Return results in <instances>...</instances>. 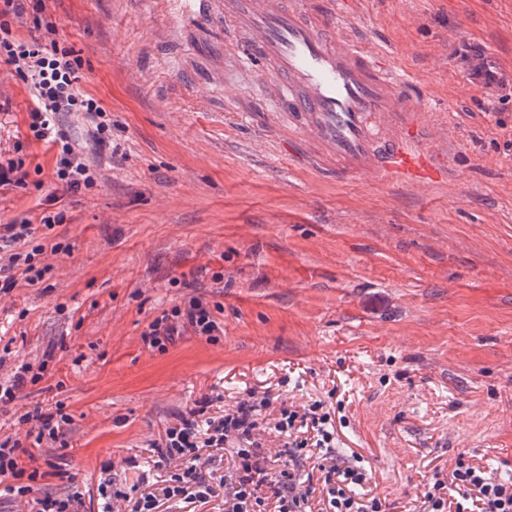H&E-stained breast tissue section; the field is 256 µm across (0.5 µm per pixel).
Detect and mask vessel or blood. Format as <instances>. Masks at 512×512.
Masks as SVG:
<instances>
[{"mask_svg": "<svg viewBox=\"0 0 512 512\" xmlns=\"http://www.w3.org/2000/svg\"><path fill=\"white\" fill-rule=\"evenodd\" d=\"M182 20L210 24L231 16L240 54L272 101L287 106L340 177L425 187L448 177L452 159L435 144L428 96L410 71L375 46L346 0H169ZM457 78L488 100L512 97V68L482 41L469 42Z\"/></svg>", "mask_w": 512, "mask_h": 512, "instance_id": "vessel-or-blood-1", "label": "vessel or blood"}]
</instances>
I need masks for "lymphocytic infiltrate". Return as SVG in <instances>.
<instances>
[{"label": "lymphocytic infiltrate", "mask_w": 512, "mask_h": 512, "mask_svg": "<svg viewBox=\"0 0 512 512\" xmlns=\"http://www.w3.org/2000/svg\"><path fill=\"white\" fill-rule=\"evenodd\" d=\"M46 10V0H0V62L11 66L33 92L29 129L34 138L59 148L54 185L76 192L92 188L95 178L82 152L58 123V115L84 113L99 149L111 148L112 138L100 101L78 88L81 55L56 39V25ZM27 15L38 34L21 40L15 37L13 26ZM33 234V224L26 217L0 228V293L9 292L21 279L31 285L41 280L43 271L34 259L44 254V245L25 254L11 250ZM261 405V400L248 396L219 422L203 427L198 416L208 403L200 401L151 444L155 465L164 471L160 488L147 491L135 483L121 489L98 483L100 512H122L126 502L131 512H162L163 505L171 501L195 508L215 500L221 512H311L310 502L319 489L324 492L325 512H389L384 499L365 491L368 474L358 455L334 454L336 427L320 403L301 412L282 408L275 429L288 442L285 451L275 453L263 448L257 437ZM230 442L235 445L232 465L219 484H211L202 473L207 460L201 451H220ZM19 449V442L0 440V482L5 494L23 497L30 494L39 473L19 466ZM314 456L325 461L318 488L296 475L300 461ZM417 512H512V480L493 477L484 467L457 460L448 473H435L425 485Z\"/></svg>", "instance_id": "f902f5d3"}]
</instances>
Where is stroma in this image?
<instances>
[{"mask_svg": "<svg viewBox=\"0 0 512 512\" xmlns=\"http://www.w3.org/2000/svg\"><path fill=\"white\" fill-rule=\"evenodd\" d=\"M436 104L453 155L446 183L389 186L337 178L287 109L238 64L231 24L179 23L168 0H49L60 38L84 60L81 92L112 122L99 151L82 115L65 129L96 184L49 201L58 149L29 129L33 95L0 64V156L23 154L24 188L0 187V225L64 208L37 228L48 270L0 293V383L16 366L42 378L0 407V437L24 413L63 409L65 442L32 446L36 495L156 475L149 449L212 401L255 391L265 447L282 405L321 402L339 454L361 455L371 485L403 506L457 458L512 478V100L488 106L460 84L463 41L512 66V0H352ZM32 243L16 244L19 252ZM207 303L218 328L149 323ZM169 320V314L163 315L161 319L157 318L149 325V331L143 334L152 347L163 349L166 347L165 342L172 340L176 326L174 322L169 323Z\"/></svg>", "mask_w": 512, "mask_h": 512, "instance_id": "35a3bbf8", "label": "stroma"}]
</instances>
